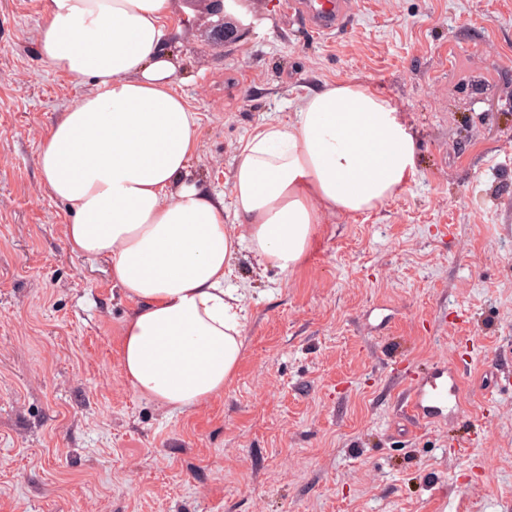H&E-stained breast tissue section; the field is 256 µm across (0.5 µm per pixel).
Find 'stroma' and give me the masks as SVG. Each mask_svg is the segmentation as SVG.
Masks as SVG:
<instances>
[{
    "instance_id": "35a3bbf8",
    "label": "stroma",
    "mask_w": 512,
    "mask_h": 512,
    "mask_svg": "<svg viewBox=\"0 0 512 512\" xmlns=\"http://www.w3.org/2000/svg\"><path fill=\"white\" fill-rule=\"evenodd\" d=\"M42 5L0 0V512H512V0H355L327 34L244 0L229 42L174 0L203 188L229 193L248 132L330 83L417 135L409 188L327 218L295 272L237 261L242 358L184 413L130 385L132 305L42 183V139L92 86L39 57ZM438 362L463 411L420 426L408 390Z\"/></svg>"
}]
</instances>
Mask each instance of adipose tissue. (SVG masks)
I'll return each mask as SVG.
<instances>
[{
    "mask_svg": "<svg viewBox=\"0 0 512 512\" xmlns=\"http://www.w3.org/2000/svg\"><path fill=\"white\" fill-rule=\"evenodd\" d=\"M178 32L171 0H44L40 57L93 88L55 119L39 166L74 214L70 251L106 260L134 304L120 344L129 383L186 412L223 393L241 360L245 294L228 281L241 253L294 272L325 216L408 189L416 143L391 98L328 84L242 140L225 206L191 179L200 125L176 89Z\"/></svg>",
    "mask_w": 512,
    "mask_h": 512,
    "instance_id": "1",
    "label": "adipose tissue"
}]
</instances>
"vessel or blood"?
<instances>
[{
    "mask_svg": "<svg viewBox=\"0 0 512 512\" xmlns=\"http://www.w3.org/2000/svg\"><path fill=\"white\" fill-rule=\"evenodd\" d=\"M290 7L302 15L317 33L340 27L349 16L347 0H292ZM408 406L415 421L422 425L435 422L445 413H460L462 402L457 371L436 368L413 386Z\"/></svg>",
    "mask_w": 512,
    "mask_h": 512,
    "instance_id": "vessel-or-blood-1",
    "label": "vessel or blood"
}]
</instances>
